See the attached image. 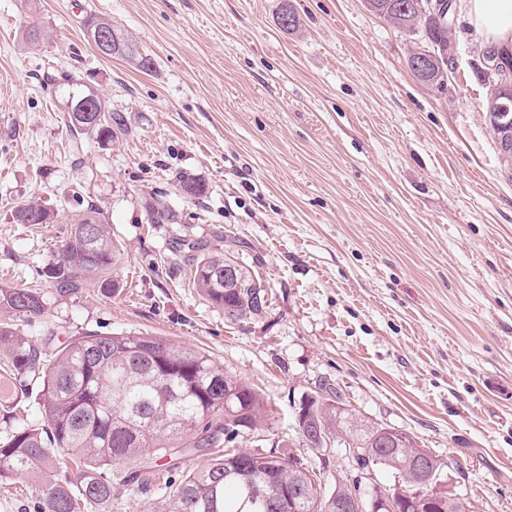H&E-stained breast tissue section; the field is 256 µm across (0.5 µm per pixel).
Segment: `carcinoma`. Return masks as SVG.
Wrapping results in <instances>:
<instances>
[{
	"label": "carcinoma",
	"instance_id": "cac0c4a2",
	"mask_svg": "<svg viewBox=\"0 0 512 512\" xmlns=\"http://www.w3.org/2000/svg\"><path fill=\"white\" fill-rule=\"evenodd\" d=\"M412 5L418 22L408 19L398 4ZM430 0H375V13L404 32H419L425 42L448 46V27L432 13ZM83 27L112 32V54L135 67L151 70L149 55L112 19L91 13ZM76 132L110 140L112 126L123 117L108 101L69 73L51 77L47 86ZM93 106L94 118L75 117L82 100ZM68 216L70 232L63 240L57 262L41 275L56 292L70 295L91 280L115 291L110 279L120 251L107 231L99 206L84 198L73 199ZM55 224L59 213L42 200L22 201L13 220L29 224L33 216ZM154 224H173L178 215L158 200L150 207ZM192 252L191 277L212 303L224 308V317L240 321L263 313L268 294L262 278L240 264L230 249ZM227 264L240 267L241 286L217 279ZM46 292L40 288L0 287V349L9 355V374H0V405L15 409L24 378L42 380L40 408L44 424L22 425L0 444V475H26L35 471L66 469L76 481H49L41 489V512H101L112 503L116 486L151 490L161 472L173 473L189 449L206 448V462L182 476L164 482L171 512H339L349 478L338 476L325 484L315 464L297 455L271 449L241 448L239 440L261 435L267 421L264 398L242 379L224 370L210 355L148 334L85 333L71 338L56 357L45 359L39 347L20 334L15 320L44 314ZM296 427L308 434L307 448H325L327 441L343 454L347 448H370L377 461L401 484L391 483L397 512H466L457 498L428 500L417 507L408 497L417 487L429 493L448 481V465L423 448L410 432L394 429L391 445L383 447L377 435L388 426L372 422L347 409L337 389L323 383L300 399Z\"/></svg>",
	"mask_w": 512,
	"mask_h": 512
}]
</instances>
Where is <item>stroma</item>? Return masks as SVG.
Returning a JSON list of instances; mask_svg holds the SVG:
<instances>
[{"label": "stroma", "instance_id": "obj_1", "mask_svg": "<svg viewBox=\"0 0 512 512\" xmlns=\"http://www.w3.org/2000/svg\"><path fill=\"white\" fill-rule=\"evenodd\" d=\"M298 17L283 30L282 7ZM108 16L152 70L99 54ZM0 285H42L20 323L47 355L85 332L166 337L211 355L268 402V441L309 456L301 395L329 382L353 412L412 433L452 465L467 512H512V167L476 77L481 44L457 6L446 85L407 65L415 38L365 0H0ZM48 37L34 46L25 26ZM78 76L124 119L77 135L42 87ZM204 191L183 194L179 176ZM102 210L121 256L116 293L58 295L39 273L67 224L12 220L33 197ZM158 198L178 224L150 223ZM232 249L269 288L264 315L229 322L192 288L183 241ZM0 437L42 424L25 379ZM41 477H0V512H37Z\"/></svg>", "mask_w": 512, "mask_h": 512}]
</instances>
